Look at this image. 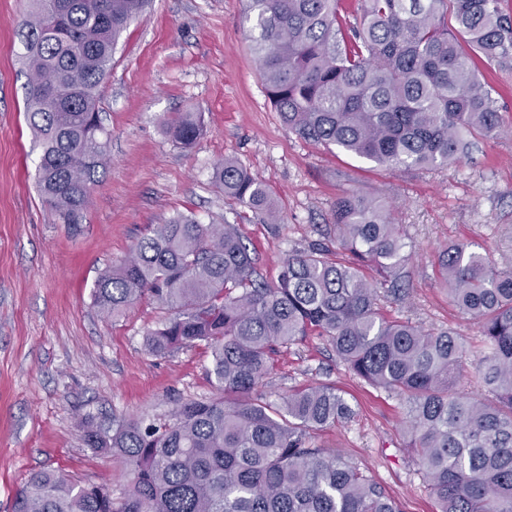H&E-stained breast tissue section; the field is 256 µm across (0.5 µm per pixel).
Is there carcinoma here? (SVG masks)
I'll return each mask as SVG.
<instances>
[{"label": "carcinoma", "mask_w": 512, "mask_h": 512, "mask_svg": "<svg viewBox=\"0 0 512 512\" xmlns=\"http://www.w3.org/2000/svg\"><path fill=\"white\" fill-rule=\"evenodd\" d=\"M22 27L27 120L41 147L42 196L63 224L85 220L107 164L99 88L112 52L146 0H28ZM504 0H363L350 25L339 0H246L251 51L270 102L299 138L393 168L460 166L472 141L509 130L475 58L512 60ZM166 131L184 148L203 133L182 112ZM224 197L280 220L269 188L233 160L216 169ZM338 262L327 246L295 251L277 280L257 273L254 250L231 224L177 214L151 227L102 272L93 305L119 317L142 299L170 312L146 337L164 356L205 345L221 397L180 403L167 418L88 415L79 427L95 456L118 458L130 490L32 473L11 512H400L386 488L316 432L354 410L319 383L266 399L276 357L309 336L366 383L406 406V447L439 512H512V267L456 243L437 253L448 299L477 322L486 352L475 371L489 397L455 391L466 349L450 331L427 332L380 315L382 297H408L406 245L386 207L347 194L333 213ZM382 280L371 282L363 268Z\"/></svg>", "instance_id": "carcinoma-1"}]
</instances>
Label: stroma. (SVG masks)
<instances>
[{"instance_id": "stroma-1", "label": "stroma", "mask_w": 512, "mask_h": 512, "mask_svg": "<svg viewBox=\"0 0 512 512\" xmlns=\"http://www.w3.org/2000/svg\"><path fill=\"white\" fill-rule=\"evenodd\" d=\"M27 0H0V512L29 475L53 469L116 487L129 483L119 459L93 456L78 421L87 415L165 417L176 403L216 397L210 354L195 346L159 357L149 330L169 316L143 300L119 320L100 314L91 290L152 225L176 213L201 224H234L256 250V268L276 280L288 253L328 243L337 199L384 203L409 257V298L382 309L431 332L452 330L470 356L484 350L478 325L448 301L436 255L471 243L512 265V136L475 140L459 168L398 170L297 137L275 112L248 40L244 0H149L112 56L99 89L108 165L83 224H62L36 186L40 148L25 116L28 96L20 27ZM504 122L512 124V65L479 66ZM200 113L189 148L165 122ZM232 159L266 183L281 220L263 223L226 199L214 173ZM315 383L335 385L355 411L318 432L399 503L437 512L423 472L405 446L398 397L356 378L327 343L309 337L281 353L263 392L279 401Z\"/></svg>"}]
</instances>
